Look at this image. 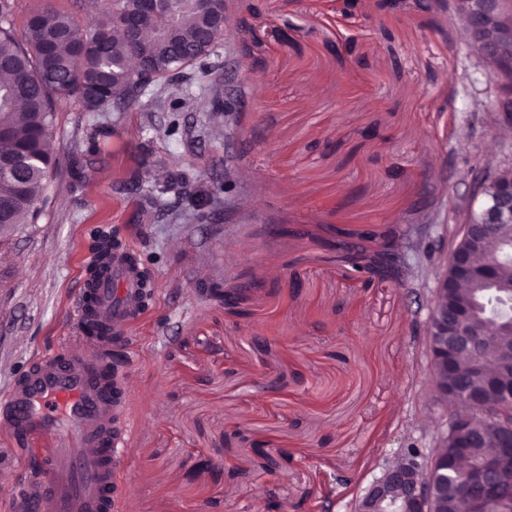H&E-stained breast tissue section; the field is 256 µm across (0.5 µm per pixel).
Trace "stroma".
<instances>
[{"label": "stroma", "instance_id": "35a3bbf8", "mask_svg": "<svg viewBox=\"0 0 512 512\" xmlns=\"http://www.w3.org/2000/svg\"><path fill=\"white\" fill-rule=\"evenodd\" d=\"M210 57L241 102L199 108V65L171 112L56 104L58 167L35 223L0 238V395L79 346L74 303L98 229L128 242L152 298L129 328L132 436L118 512H352L399 449H430L449 406L427 358L432 293L472 165L512 164L500 91L455 16L380 0H226ZM231 184L232 193L214 197ZM432 224L412 227V209ZM415 233L412 280L362 277L327 225ZM249 284L238 306L210 286ZM0 428V512L37 471ZM345 477L349 486L336 484Z\"/></svg>", "mask_w": 512, "mask_h": 512}]
</instances>
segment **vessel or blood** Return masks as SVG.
<instances>
[{
  "label": "vessel or blood",
  "mask_w": 512,
  "mask_h": 512,
  "mask_svg": "<svg viewBox=\"0 0 512 512\" xmlns=\"http://www.w3.org/2000/svg\"><path fill=\"white\" fill-rule=\"evenodd\" d=\"M75 315L86 348L33 360L0 397V426L35 449L43 471L23 493L38 512H116L131 433L125 371L115 359L144 315L151 281L135 249L92 248Z\"/></svg>",
  "instance_id": "obj_1"
}]
</instances>
